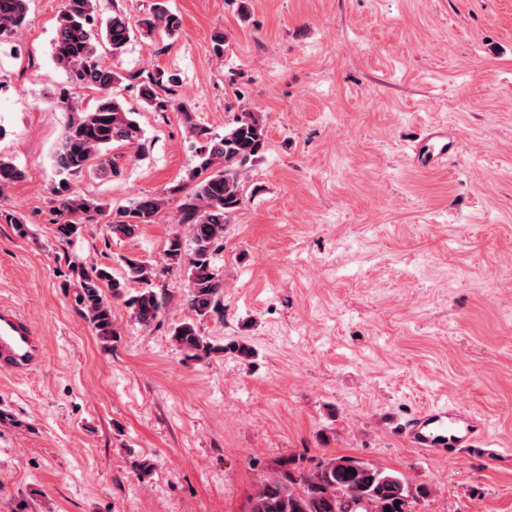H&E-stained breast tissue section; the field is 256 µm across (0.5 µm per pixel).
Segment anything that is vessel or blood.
Listing matches in <instances>:
<instances>
[{
	"instance_id": "vessel-or-blood-1",
	"label": "vessel or blood",
	"mask_w": 512,
	"mask_h": 512,
	"mask_svg": "<svg viewBox=\"0 0 512 512\" xmlns=\"http://www.w3.org/2000/svg\"><path fill=\"white\" fill-rule=\"evenodd\" d=\"M45 344L16 309L0 305V372L21 376L40 365ZM485 431L467 414L445 407L416 413L405 420L399 434L410 446L437 455L450 448H472Z\"/></svg>"
}]
</instances>
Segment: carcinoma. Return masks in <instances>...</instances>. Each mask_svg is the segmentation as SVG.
Segmentation results:
<instances>
[{"label":"carcinoma","mask_w":512,"mask_h":512,"mask_svg":"<svg viewBox=\"0 0 512 512\" xmlns=\"http://www.w3.org/2000/svg\"><path fill=\"white\" fill-rule=\"evenodd\" d=\"M97 2L65 0L52 40L54 67L66 78L57 103L69 115L53 154L59 180L52 189V204L59 232L67 238L78 237L84 225L105 212L104 205L72 190L69 179L93 167L101 176H114L119 165L116 158L108 156L113 148H143L140 124L113 93L126 75L103 59L100 48L116 59L134 35L151 39L164 33L173 37L181 30L180 17L167 7L166 0H155L151 10L137 18L120 10L104 17ZM28 3L0 0V41L19 34L26 22ZM76 89L98 92L94 105L86 107L76 100ZM139 94L157 111L176 105L186 137L199 145V163L189 176L192 188L185 191L178 185L170 190L177 197L179 222L187 225L191 241V249L186 250L177 235L165 250V257L184 265L187 272L190 315L175 326L173 337L189 357L204 359L229 349L248 358L252 355L250 347L236 343L217 346L200 333L197 323L221 308L224 283L214 256L224 245L225 224L243 202L242 176L265 149L262 118L256 112H239L225 124L224 134L215 135L186 103H174V90L164 83L163 74L143 80ZM25 178L22 167L0 157V190ZM168 204L166 197L144 196L130 207L113 211L108 231L118 239L131 238L141 225L155 223ZM124 263L126 279L122 281L106 268L76 270L83 317L102 338L114 335V299L124 300L131 316L143 326L151 325L164 309L163 299L149 288L125 296L128 282L147 283L156 271L137 259L126 257ZM106 288L109 297L104 293ZM427 495V489H411L406 478L395 471L352 457H336L311 469L278 472L252 494L249 512H386L388 508L391 512H415L413 505Z\"/></svg>","instance_id":"carcinoma-1"}]
</instances>
